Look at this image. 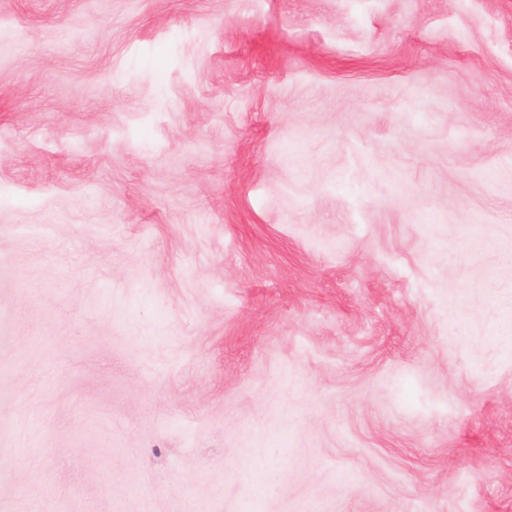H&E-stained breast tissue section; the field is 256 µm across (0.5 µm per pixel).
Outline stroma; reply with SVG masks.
I'll use <instances>...</instances> for the list:
<instances>
[{"mask_svg": "<svg viewBox=\"0 0 512 512\" xmlns=\"http://www.w3.org/2000/svg\"><path fill=\"white\" fill-rule=\"evenodd\" d=\"M0 512H512V0H0Z\"/></svg>", "mask_w": 512, "mask_h": 512, "instance_id": "35a3bbf8", "label": "stroma"}]
</instances>
